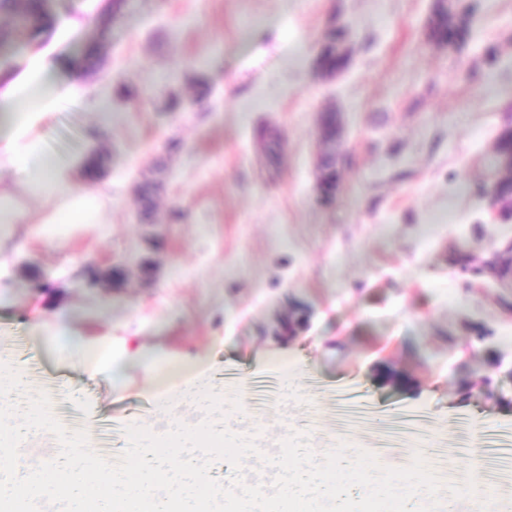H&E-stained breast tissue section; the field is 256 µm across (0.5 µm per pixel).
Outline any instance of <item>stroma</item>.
<instances>
[{"instance_id":"obj_1","label":"stroma","mask_w":512,"mask_h":512,"mask_svg":"<svg viewBox=\"0 0 512 512\" xmlns=\"http://www.w3.org/2000/svg\"><path fill=\"white\" fill-rule=\"evenodd\" d=\"M108 2L49 0L52 27L0 64V84L41 58L60 83L81 69L82 93L56 107L42 146L98 154L96 180L112 195L111 223L65 250L15 237L0 360L26 367L33 393L110 427L121 453L130 424L163 418L149 380H89L34 339V308L82 336L142 320L166 351L207 356L228 420L255 382L293 385L255 428L267 455L300 430L323 451L376 448L377 420L395 411L427 420L444 446L461 420L512 433V272L489 266L512 247V209L485 196L512 125V0H475L456 47L434 43L429 24L458 0H120L113 14ZM338 27L347 61L327 76L317 60ZM326 111L343 128L328 200ZM264 126L285 142L268 169ZM344 388L372 405L345 430L334 405Z\"/></svg>"}]
</instances>
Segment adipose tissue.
<instances>
[{
  "label": "adipose tissue",
  "instance_id": "1",
  "mask_svg": "<svg viewBox=\"0 0 512 512\" xmlns=\"http://www.w3.org/2000/svg\"><path fill=\"white\" fill-rule=\"evenodd\" d=\"M49 62L19 73L0 91V112L12 120L0 134V289L14 260L11 241L17 225L27 223L25 209L14 196L10 178L21 177L39 189L51 206L38 219L43 243L64 249L72 226L105 221L108 198L96 184L75 188L77 164L44 155L39 131L58 102L74 90V83L48 81ZM39 337H68L74 355L90 378L110 380L140 371L148 377L167 372L187 373V380L165 399L167 422L158 431L136 425L133 462L113 466L111 459L93 457L92 427L62 431L67 444L59 468L39 471L13 455L22 439L55 421L47 400H35L19 373L0 376V512H23L31 498L60 503V512H216L224 490L206 487L201 460L207 453L200 429L186 427L180 409L191 403L212 412L217 402L202 362L172 355L157 345L129 336H67L64 325L37 324Z\"/></svg>",
  "mask_w": 512,
  "mask_h": 512
}]
</instances>
